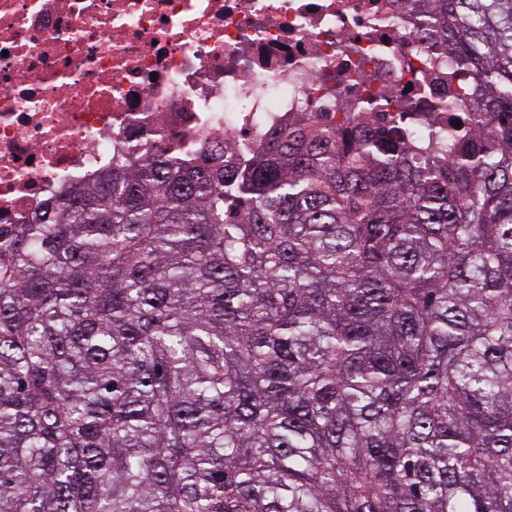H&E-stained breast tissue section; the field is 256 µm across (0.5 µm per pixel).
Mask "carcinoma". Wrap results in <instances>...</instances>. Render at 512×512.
Returning <instances> with one entry per match:
<instances>
[{
	"label": "carcinoma",
	"instance_id": "carcinoma-1",
	"mask_svg": "<svg viewBox=\"0 0 512 512\" xmlns=\"http://www.w3.org/2000/svg\"><path fill=\"white\" fill-rule=\"evenodd\" d=\"M479 99L132 150L0 228V512H512V0Z\"/></svg>",
	"mask_w": 512,
	"mask_h": 512
}]
</instances>
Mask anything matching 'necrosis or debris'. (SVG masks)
<instances>
[{"label": "necrosis or debris", "instance_id": "obj_1", "mask_svg": "<svg viewBox=\"0 0 512 512\" xmlns=\"http://www.w3.org/2000/svg\"><path fill=\"white\" fill-rule=\"evenodd\" d=\"M430 0H0V224L130 147L264 137L289 117L447 124L478 95Z\"/></svg>", "mask_w": 512, "mask_h": 512}]
</instances>
